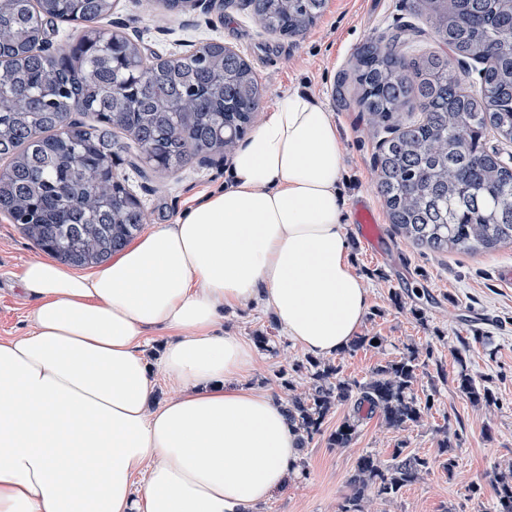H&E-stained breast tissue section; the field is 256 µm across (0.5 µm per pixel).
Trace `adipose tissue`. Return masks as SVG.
<instances>
[{"label":"adipose tissue","instance_id":"1","mask_svg":"<svg viewBox=\"0 0 512 512\" xmlns=\"http://www.w3.org/2000/svg\"><path fill=\"white\" fill-rule=\"evenodd\" d=\"M336 123L286 94L230 159L223 190L92 274H20L30 331L0 339V512H260L300 459L284 404L240 386L256 351L225 308L259 303L316 358L370 308L344 224ZM180 396L160 402L147 356Z\"/></svg>","mask_w":512,"mask_h":512}]
</instances>
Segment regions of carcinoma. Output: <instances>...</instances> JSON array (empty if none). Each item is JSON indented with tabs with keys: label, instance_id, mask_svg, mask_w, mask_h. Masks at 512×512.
<instances>
[{
	"label": "carcinoma",
	"instance_id": "carcinoma-1",
	"mask_svg": "<svg viewBox=\"0 0 512 512\" xmlns=\"http://www.w3.org/2000/svg\"><path fill=\"white\" fill-rule=\"evenodd\" d=\"M325 0H244L267 32L299 36L322 15ZM112 0H0V212L40 250L74 267L107 260L140 232L141 202L112 174L126 155L178 171L214 151L232 152L246 134L260 87L251 66L218 41L172 60L151 62L139 43L99 23ZM436 41L458 59L484 64L482 91L465 87L466 72L448 55L404 54L405 38L368 39L352 64L355 103L389 137L374 169L392 224L434 251L490 250L512 244V167L486 135L512 142V0H416ZM75 15L83 37L49 55L40 45L55 24ZM43 106H33V98ZM83 107L70 135L59 131L61 110ZM424 366L412 347L378 365L364 382L340 377V366L312 356L292 371L312 380L308 394L285 406L300 448L322 433L338 404L353 406L328 436L346 448L367 416L394 430L419 422L432 398L414 393ZM457 389L472 403H491L483 378L461 369ZM440 464L456 467L458 434L441 429ZM430 461L400 443L388 460L361 456L340 512H364L375 497L392 499L417 482ZM496 512H512V469L490 478Z\"/></svg>",
	"mask_w": 512,
	"mask_h": 512
}]
</instances>
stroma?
Listing matches in <instances>:
<instances>
[{
    "mask_svg": "<svg viewBox=\"0 0 512 512\" xmlns=\"http://www.w3.org/2000/svg\"><path fill=\"white\" fill-rule=\"evenodd\" d=\"M223 2L220 11L171 14L160 0H113L111 14L100 25L139 38L146 57L163 60L220 40L241 54L258 78L261 96L254 121L295 90L313 94L332 113L341 137L344 208L352 210L359 197H368L383 230L376 256L364 247L357 224L348 226L356 269L370 299L359 333L381 337L382 344L352 354L339 352L335 360L343 377L362 382L378 364L415 347L432 350L446 373L438 378L433 365L420 372L415 392L433 394L434 405L418 424L396 431L372 415L345 448L327 443V432L352 412L351 405L336 406L325 434L315 436L303 451L304 474L289 480L261 512H339L357 458L372 453L389 459L401 442L430 460L429 471L397 498L368 500L364 512H495L488 477L512 468V287L497 278L499 266L512 263V245L438 252L398 233L377 189L374 159L380 137L355 104V54L367 39L411 21L412 0H326L321 17L299 38L266 34L243 0ZM229 167V158L216 153L176 172L153 169L148 178L132 180L127 162L112 163L143 204L146 233L172 223L201 191L223 188ZM42 257L16 224L0 218V337L29 332L32 303L19 277L26 264ZM396 293L402 297L398 307L392 302ZM223 327L248 340L259 333L274 340L272 350L259 351L254 370L244 379L247 386L282 399L292 391L307 392L310 379L305 375L295 377L293 389L280 384V372L305 359L306 353L267 308L225 310ZM463 366L483 376L495 402L476 405L458 391L454 377ZM447 424L459 434L457 466L451 472L438 464L439 430Z\"/></svg>",
    "mask_w": 512,
    "mask_h": 512,
    "instance_id": "35a3bbf8",
    "label": "stroma"
}]
</instances>
